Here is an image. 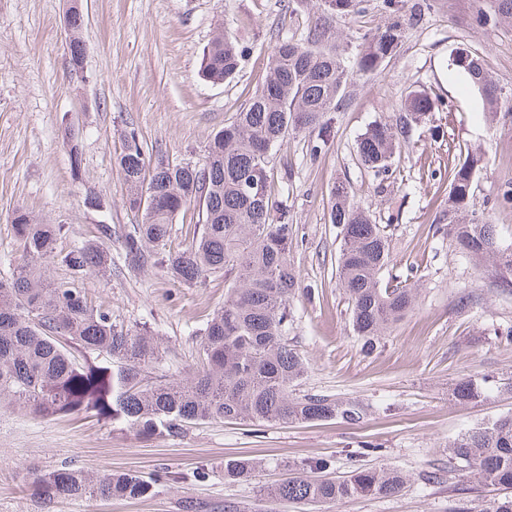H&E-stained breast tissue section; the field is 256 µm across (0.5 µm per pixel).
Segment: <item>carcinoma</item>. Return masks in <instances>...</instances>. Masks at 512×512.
<instances>
[{
    "label": "carcinoma",
    "mask_w": 512,
    "mask_h": 512,
    "mask_svg": "<svg viewBox=\"0 0 512 512\" xmlns=\"http://www.w3.org/2000/svg\"><path fill=\"white\" fill-rule=\"evenodd\" d=\"M367 0H316L306 37L275 45L263 85L249 102L214 134L205 163L185 166L157 151L146 154L133 129L124 133L118 156L127 193L126 207L138 222L121 234L128 271L163 270L188 287L215 275L224 277L226 298L207 320L195 361L185 376L160 373L163 349L147 330L112 321L74 282L92 273L112 271V226L98 224L92 242L67 252L57 250L62 224H48L26 210L14 219L20 263L0 278V408L34 418L88 414L147 438L177 437L206 421L352 424L366 415L355 400L327 394L293 393L305 362L288 336L290 305L300 290L291 259L293 225L286 201L272 199L269 163L273 150L293 135L323 132L327 115L342 102L345 85L380 76L417 16L403 14L399 0H383L384 26L360 36L356 53L336 32V20L359 16ZM84 25L80 11L68 17L74 36L70 63L84 59L86 46L76 36ZM244 49L219 33L203 53L202 75L214 83L236 74ZM453 65L484 95L498 103L484 59L467 51ZM435 103L414 92L399 122H374L357 145L359 164L382 181L392 175V159L406 125L429 117ZM478 160L458 158L442 218L434 233L466 250L469 258L490 264L497 278L512 287V243L496 237L494 225L477 219L473 181ZM198 208L191 241L176 249L169 226L190 206ZM330 223L341 239L339 287L349 308L352 335L361 350L377 348L387 330L416 304L413 268L383 283L391 262L387 226L349 199L345 188L331 192ZM67 277L54 280L49 266ZM486 379L458 384L455 399L486 398ZM463 464L476 486L512 489V415L477 424L448 441V466ZM330 461L319 459L264 490L273 501L307 504L347 498H381L401 491L407 477L394 469H356L340 479L327 478ZM257 464L238 456L224 458V481L249 480ZM171 480L165 470L141 474H94L64 463L35 473L28 491L52 506L65 500L142 499ZM480 512H512V495L486 501Z\"/></svg>",
    "instance_id": "1"
}]
</instances>
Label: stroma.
Returning <instances> with one entry per match:
<instances>
[{"instance_id": "35a3bbf8", "label": "stroma", "mask_w": 512, "mask_h": 512, "mask_svg": "<svg viewBox=\"0 0 512 512\" xmlns=\"http://www.w3.org/2000/svg\"><path fill=\"white\" fill-rule=\"evenodd\" d=\"M288 0H0V278L18 265L12 230L22 207L67 232L69 250L91 239L96 225L113 230L135 223L123 203L116 158L121 134L135 129L146 152L203 163L215 132L231 121L267 74L268 55L281 41L299 40L312 7L287 9ZM84 14V69L70 72L65 16ZM476 0H434L407 29L384 73L355 81L324 134L318 155L311 135L288 138L274 150L270 188L288 201L298 227L291 255L302 290L292 304L290 336L308 365L297 393L329 394L368 404L359 423H203L175 438L144 439L95 417L34 419L0 409V512H224V504L261 503L260 488L288 476L289 466L330 458L328 477L358 468H394L410 476L399 493L323 505L276 502L272 512H450L465 502L479 512L494 488L472 487L448 465V441L491 418L512 414V394L499 384L512 377V288L490 269L475 268L451 240L434 235L452 180L453 160L479 158L477 214L512 242V204L498 197L512 183V18L476 19ZM228 31L248 52L236 75L214 83L200 71L205 49ZM483 56L502 90L489 120L481 93L452 64L457 50ZM436 103L428 120L412 126L387 181L364 173L355 144L374 121L400 112L409 91ZM78 136L80 169L71 165L63 131ZM345 183L379 224L390 225L394 274L418 269L415 308L393 325L382 347L364 355L348 328L338 286L340 239L327 216L331 190ZM105 206L89 207L88 194ZM113 240L108 277L79 286L112 319L149 328L167 348L165 371L180 375L194 362L199 334L224 304V279L186 287L162 270L126 271ZM473 300L460 308L462 295ZM466 377L486 378L488 399L460 403L451 390ZM260 461L255 478L228 483L224 458ZM100 473L173 479L139 500H72L45 510L26 490L31 473L62 463Z\"/></svg>"}]
</instances>
